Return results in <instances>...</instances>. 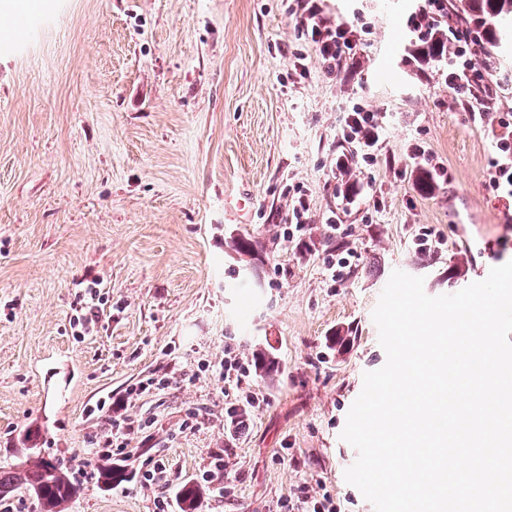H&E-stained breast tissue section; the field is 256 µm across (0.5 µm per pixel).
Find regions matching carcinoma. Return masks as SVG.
Masks as SVG:
<instances>
[{"label":"carcinoma","mask_w":512,"mask_h":512,"mask_svg":"<svg viewBox=\"0 0 512 512\" xmlns=\"http://www.w3.org/2000/svg\"><path fill=\"white\" fill-rule=\"evenodd\" d=\"M467 21H474L483 30V43L490 46L500 44L502 38L512 34L504 29L512 27V0H465ZM426 47L424 58L441 62L448 58V38L444 31L434 28L424 32ZM259 371L270 377L275 369V358L271 353L260 351L254 355ZM30 435L22 439L23 448L19 453L25 457L23 468L13 471L0 468V496H7L17 490L31 493L41 512H66L69 503L82 491L74 474L58 461L48 460L29 445ZM129 479L127 470L121 467L105 468L98 472L97 481L104 487ZM200 490L195 484L182 487L183 512H196Z\"/></svg>","instance_id":"cac0c4a2"}]
</instances>
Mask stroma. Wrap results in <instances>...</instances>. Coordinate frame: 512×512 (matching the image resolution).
<instances>
[{
	"label": "stroma",
	"instance_id": "1",
	"mask_svg": "<svg viewBox=\"0 0 512 512\" xmlns=\"http://www.w3.org/2000/svg\"><path fill=\"white\" fill-rule=\"evenodd\" d=\"M424 3L323 0L361 35L355 64L330 75L286 0H0V467L29 430L84 486L68 512H178L187 481L197 512H288L304 490L375 512L344 479L357 452L340 433L364 372L386 362L372 311L391 272L438 296L512 260L478 101L448 87L447 62L415 59ZM487 57L491 107L512 113V47ZM357 103L386 132L346 207L333 167ZM413 143L449 183L421 188ZM299 187L311 212L291 241ZM244 193L250 216L227 217ZM424 227L442 240L423 254ZM240 237L263 250H236ZM330 257L349 261L341 280ZM95 277L85 336L79 284ZM265 349L272 377L252 369ZM228 355L251 368L240 382L217 370ZM123 464L129 481L98 487V468Z\"/></svg>",
	"mask_w": 512,
	"mask_h": 512
}]
</instances>
